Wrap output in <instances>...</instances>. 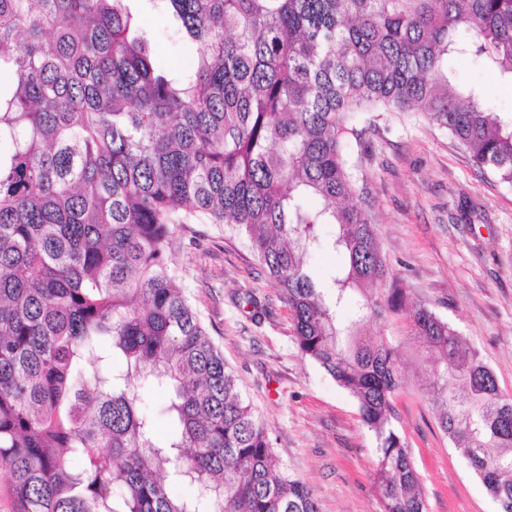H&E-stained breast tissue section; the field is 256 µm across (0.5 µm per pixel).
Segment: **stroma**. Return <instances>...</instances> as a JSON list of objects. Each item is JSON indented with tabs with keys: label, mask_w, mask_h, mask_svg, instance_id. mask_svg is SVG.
I'll use <instances>...</instances> for the list:
<instances>
[{
	"label": "stroma",
	"mask_w": 512,
	"mask_h": 512,
	"mask_svg": "<svg viewBox=\"0 0 512 512\" xmlns=\"http://www.w3.org/2000/svg\"><path fill=\"white\" fill-rule=\"evenodd\" d=\"M162 59L191 57L160 12L143 15ZM512 111V87L471 59L452 63ZM348 158L372 203L382 256L411 302L451 323L512 395V186L472 165L420 112L356 114ZM170 252L176 285L224 356L247 404L268 429L281 467L310 489L319 512H383L374 488L376 440L356 400L300 354L276 282L220 224H188ZM256 304H249V297ZM409 382L393 400L428 512H498L466 457L438 427L427 363L406 315L377 323Z\"/></svg>",
	"instance_id": "1"
}]
</instances>
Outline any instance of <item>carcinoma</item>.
I'll list each match as a JSON object with an SVG mask.
<instances>
[{"label":"carcinoma","instance_id":"carcinoma-1","mask_svg":"<svg viewBox=\"0 0 512 512\" xmlns=\"http://www.w3.org/2000/svg\"><path fill=\"white\" fill-rule=\"evenodd\" d=\"M140 2L0 0V475L13 512H318L174 282L169 241L203 219L248 242L301 354L356 399L384 512H428L391 424L407 375L384 336L361 335L402 313L439 428L512 512V397L448 322L407 301L346 153L355 114L424 112L512 185V113L448 70L468 57L512 86V0H150L192 50L187 67L159 60ZM320 247L343 255L325 281L306 263ZM146 387L165 394L151 411Z\"/></svg>","mask_w":512,"mask_h":512}]
</instances>
